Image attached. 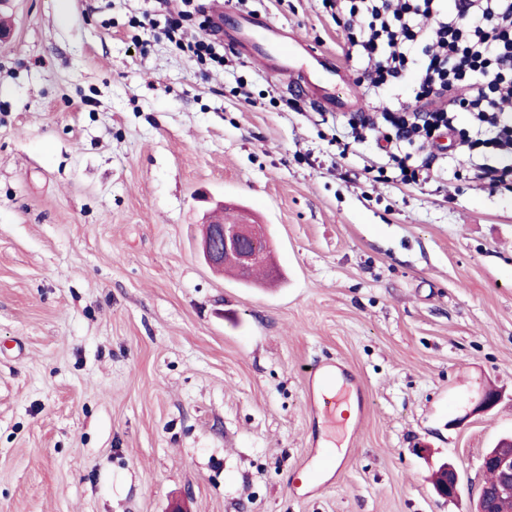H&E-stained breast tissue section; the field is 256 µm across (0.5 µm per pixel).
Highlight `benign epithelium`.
<instances>
[{
  "label": "benign epithelium",
  "mask_w": 512,
  "mask_h": 512,
  "mask_svg": "<svg viewBox=\"0 0 512 512\" xmlns=\"http://www.w3.org/2000/svg\"><path fill=\"white\" fill-rule=\"evenodd\" d=\"M267 235L263 224L211 223L206 226L202 241V257L213 270L224 269V260L229 259L243 273L265 260ZM493 469L494 482L482 487L476 512H512V452L488 451L480 457V469ZM445 477L434 486L436 494L443 499H454L460 492L458 472L445 467Z\"/></svg>",
  "instance_id": "benign-epithelium-1"
}]
</instances>
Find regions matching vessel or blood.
I'll use <instances>...</instances> for the list:
<instances>
[{
    "label": "vessel or blood",
    "mask_w": 512,
    "mask_h": 512,
    "mask_svg": "<svg viewBox=\"0 0 512 512\" xmlns=\"http://www.w3.org/2000/svg\"><path fill=\"white\" fill-rule=\"evenodd\" d=\"M215 17L224 25L228 48L262 59L287 77L291 92L308 97L326 112L354 111V103L339 93L344 74L333 58L300 39L287 38L262 18L243 19L224 10Z\"/></svg>",
    "instance_id": "vessel-or-blood-1"
}]
</instances>
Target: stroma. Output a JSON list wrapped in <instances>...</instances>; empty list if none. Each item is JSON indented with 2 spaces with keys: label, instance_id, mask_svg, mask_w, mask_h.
<instances>
[{
  "label": "stroma",
  "instance_id": "obj_1",
  "mask_svg": "<svg viewBox=\"0 0 512 512\" xmlns=\"http://www.w3.org/2000/svg\"><path fill=\"white\" fill-rule=\"evenodd\" d=\"M193 5L191 37L227 9L315 43L360 111L411 91L368 89L323 0ZM179 6L0 14V512H470L512 436V192L453 146L443 178L401 184L262 61L177 50ZM229 200L266 226L267 282L198 254ZM328 361L352 378L316 416L306 369ZM358 395L356 434L336 407ZM445 461L451 501L428 479ZM444 466L439 470L438 469L433 473L432 483L436 482L440 476L442 475ZM446 471L445 477L434 486L436 494L443 499H454L459 495L460 492V481L458 472L451 466H447L444 468Z\"/></svg>",
  "mask_w": 512,
  "mask_h": 512
}]
</instances>
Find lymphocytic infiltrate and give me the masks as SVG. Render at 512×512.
Masks as SVG:
<instances>
[{
  "label": "lymphocytic infiltrate",
  "mask_w": 512,
  "mask_h": 512,
  "mask_svg": "<svg viewBox=\"0 0 512 512\" xmlns=\"http://www.w3.org/2000/svg\"><path fill=\"white\" fill-rule=\"evenodd\" d=\"M336 23L366 59L374 87L411 80L399 107L355 114L354 140L381 131L400 180L411 185L436 159L438 138L470 118L461 145L480 156L475 176L512 184V0H335Z\"/></svg>",
  "instance_id": "f902f5d3"
}]
</instances>
